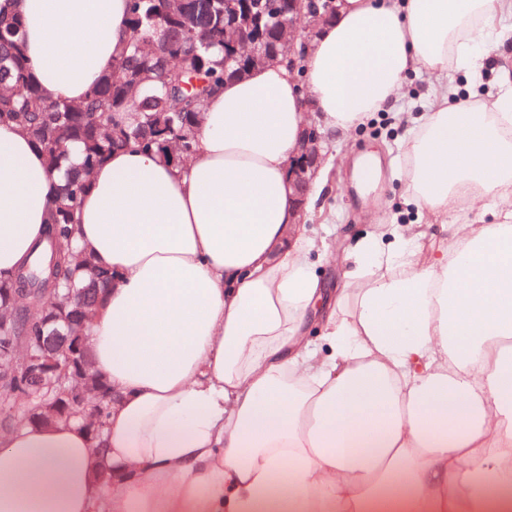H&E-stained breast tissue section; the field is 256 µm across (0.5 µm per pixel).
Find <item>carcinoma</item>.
<instances>
[{"mask_svg": "<svg viewBox=\"0 0 512 512\" xmlns=\"http://www.w3.org/2000/svg\"><path fill=\"white\" fill-rule=\"evenodd\" d=\"M234 25L252 36L273 30L256 18L224 15V0H130L127 37L118 47L115 68L102 74L78 102L56 101L44 92L25 52L20 9L0 13V123L20 128L45 155L52 171L66 168L48 205L45 245L17 271L0 278V348L7 343L40 351L48 338L60 346L75 331L88 330L112 272L96 265L75 241L80 202L91 176L107 155L128 145L162 156L172 167L197 152L203 102L211 90L236 75L224 66V31ZM79 149L82 163L66 167ZM72 373H12L0 360V399L34 412L33 424L67 421L54 417V402ZM73 412L91 411L93 428H104L112 400L106 385L79 375Z\"/></svg>", "mask_w": 512, "mask_h": 512, "instance_id": "cac0c4a2", "label": "carcinoma"}]
</instances>
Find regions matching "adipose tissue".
<instances>
[{
    "mask_svg": "<svg viewBox=\"0 0 512 512\" xmlns=\"http://www.w3.org/2000/svg\"><path fill=\"white\" fill-rule=\"evenodd\" d=\"M13 0H0L11 11ZM51 97L111 71L129 0H23ZM512 0H340L304 60L228 80L175 170L136 147L92 175L79 246L112 271L88 344L114 394L102 448L82 423L0 438V512H512V80L436 98L406 142L407 198L321 283L288 162L305 115L347 133L406 75L482 67ZM51 174L0 125V274L45 236ZM485 219L459 224L452 203Z\"/></svg>",
    "mask_w": 512,
    "mask_h": 512,
    "instance_id": "adipose-tissue-1",
    "label": "adipose tissue"
}]
</instances>
